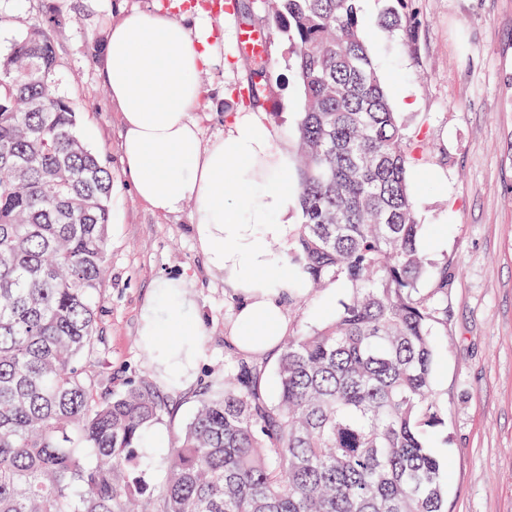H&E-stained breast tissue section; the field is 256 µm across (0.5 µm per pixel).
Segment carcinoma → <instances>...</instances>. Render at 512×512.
Returning <instances> with one entry per match:
<instances>
[{"label": "carcinoma", "mask_w": 512, "mask_h": 512, "mask_svg": "<svg viewBox=\"0 0 512 512\" xmlns=\"http://www.w3.org/2000/svg\"><path fill=\"white\" fill-rule=\"evenodd\" d=\"M393 2L387 26L411 35L409 0ZM264 6L304 96L288 264L300 287L343 280L351 297L281 342L276 399L266 365L236 355L151 485L132 460L166 402L96 371L112 171L50 80L53 35L31 27L0 57V512H448L429 447L446 424L432 375L448 265L421 251L408 189L423 140L390 106L359 0ZM235 96L253 111L272 99L262 52Z\"/></svg>", "instance_id": "carcinoma-1"}]
</instances>
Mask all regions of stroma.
Masks as SVG:
<instances>
[{"label":"stroma","mask_w":512,"mask_h":512,"mask_svg":"<svg viewBox=\"0 0 512 512\" xmlns=\"http://www.w3.org/2000/svg\"><path fill=\"white\" fill-rule=\"evenodd\" d=\"M115 0H0V55L41 24L57 35L58 92L79 116L87 146L116 182L109 228V273L97 305L99 353L113 390L155 378L139 336L142 308L161 277L187 276L204 315V357L191 382L157 381L169 404L157 429L175 443L210 381L234 353L227 327L238 300L213 271L195 238L193 205L162 217L146 210L120 182L122 128L95 62V44ZM223 17L217 63L200 77L204 94L195 117L204 137L242 111L233 88L247 68L237 52L239 22ZM251 23L270 32L269 76L279 103L261 112L297 170L298 122L304 98L279 35L249 0ZM387 0H363L361 24L390 100L409 96L402 113L409 134L426 143L411 169L412 201L425 256L448 265V329L436 334L433 387L447 412V432L431 443L448 463V512H512V0H411L414 41L386 25ZM350 294L320 289L287 302L289 334L330 321Z\"/></svg>","instance_id":"stroma-1"}]
</instances>
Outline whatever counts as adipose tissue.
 Here are the masks:
<instances>
[{"mask_svg":"<svg viewBox=\"0 0 512 512\" xmlns=\"http://www.w3.org/2000/svg\"><path fill=\"white\" fill-rule=\"evenodd\" d=\"M213 34L204 16L190 22L123 5L95 54L121 115L122 173L134 196L157 215L194 203L198 244L239 299L229 339L238 350L262 354L288 332L287 298L302 296L293 286L295 267L271 247L289 243L297 231L286 220L288 149L253 112L232 113L223 133L203 139L193 113L203 96L198 76L219 53ZM154 288L140 334L161 347L156 371L182 384L204 354L203 315L184 280L163 278Z\"/></svg>","mask_w":512,"mask_h":512,"instance_id":"ef3b65f1","label":"adipose tissue"}]
</instances>
